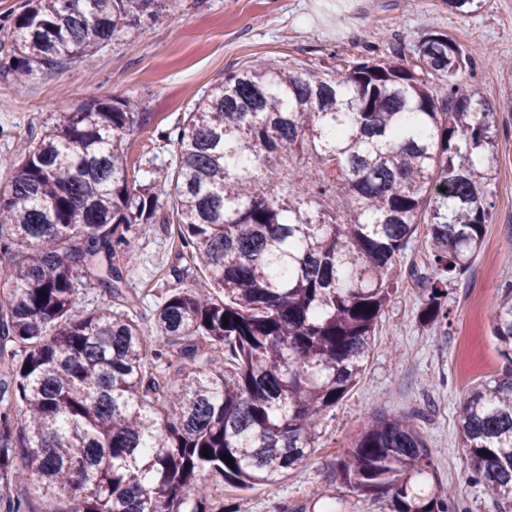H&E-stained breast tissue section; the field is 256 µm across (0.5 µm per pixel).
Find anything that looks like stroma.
I'll return each mask as SVG.
<instances>
[{"label":"stroma","mask_w":512,"mask_h":512,"mask_svg":"<svg viewBox=\"0 0 512 512\" xmlns=\"http://www.w3.org/2000/svg\"><path fill=\"white\" fill-rule=\"evenodd\" d=\"M447 33L477 64L460 83H478L492 103L512 98V72L488 54L512 60V0H488L469 14L449 12L444 0H166L155 21L119 32L87 61L21 83L0 73V161L20 158L29 139L52 118L81 102L135 100L155 115L156 129L135 139L145 158L141 183L172 177L177 149L156 130L183 123L187 112L224 73L263 62L295 71H341L347 62L400 49L410 55L425 33ZM496 151L489 159L493 218L480 253L448 284L450 323L439 330L420 319L424 290L435 272L418 224L396 269L399 287L376 328L357 384L314 427L315 450L295 470L268 486L225 487L211 474L202 483L223 491L234 512H380L378 504L349 492L336 463L376 412L412 417L424 432L442 483L458 491L463 512H493V496L467 482L457 418L469 389L498 373L503 360L491 332L498 287L512 278V118L500 113ZM166 223L135 240L139 260L127 268L136 294L134 319L151 327L156 306L174 288L210 289L200 267L174 275L178 250L176 206L160 201Z\"/></svg>","instance_id":"1"}]
</instances>
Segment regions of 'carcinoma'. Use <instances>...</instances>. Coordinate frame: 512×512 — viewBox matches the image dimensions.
<instances>
[{"label": "carcinoma", "instance_id": "cac0c4a2", "mask_svg": "<svg viewBox=\"0 0 512 512\" xmlns=\"http://www.w3.org/2000/svg\"><path fill=\"white\" fill-rule=\"evenodd\" d=\"M163 8L25 0L0 72L85 61ZM468 69L459 43L430 32L409 60L367 57L340 75L228 71L183 125L158 132L177 147L175 179L138 189L129 141L151 113L91 100L55 115L0 189V512H36L14 494L29 473L66 512H224L202 472L239 488L287 475L359 380L420 223L436 271L420 318L448 327V281L480 251L493 208V176L474 156L495 150L497 108L458 82ZM163 196L177 204L179 260L204 268L221 297L175 288L147 332L115 259L132 254L129 232L165 223ZM338 197L343 209H320ZM88 284L114 306L75 309ZM492 335L503 370L471 388L457 431L466 480L512 512V280ZM337 471L384 512H456L410 418L372 416Z\"/></svg>", "mask_w": 512, "mask_h": 512}]
</instances>
